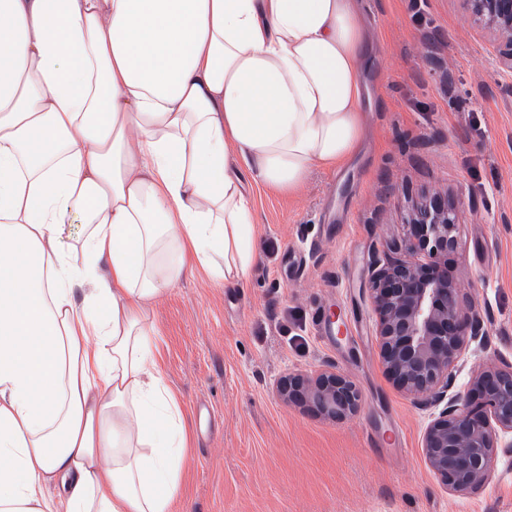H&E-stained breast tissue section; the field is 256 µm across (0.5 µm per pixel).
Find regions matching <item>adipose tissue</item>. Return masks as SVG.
Wrapping results in <instances>:
<instances>
[{
  "label": "adipose tissue",
  "mask_w": 512,
  "mask_h": 512,
  "mask_svg": "<svg viewBox=\"0 0 512 512\" xmlns=\"http://www.w3.org/2000/svg\"><path fill=\"white\" fill-rule=\"evenodd\" d=\"M367 39L358 0H0V512H170L150 312L249 275L248 182L353 156Z\"/></svg>",
  "instance_id": "obj_1"
}]
</instances>
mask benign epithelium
Returning a JSON list of instances; mask_svg holds the SVG:
<instances>
[{
	"mask_svg": "<svg viewBox=\"0 0 512 512\" xmlns=\"http://www.w3.org/2000/svg\"><path fill=\"white\" fill-rule=\"evenodd\" d=\"M467 2L473 18L501 39L505 51L499 63L512 70V0ZM459 224L454 198L424 194L406 221L407 256L374 265L367 287L387 372L414 402L439 408L425 428L422 448L429 468L451 493L482 487L501 438L512 435V364L478 370L467 394L448 395L463 349L484 335L467 298L441 267L442 257L458 246ZM276 391L284 402L303 399L332 420L361 409L354 381L333 369L289 373Z\"/></svg>",
	"mask_w": 512,
	"mask_h": 512,
	"instance_id": "obj_1",
	"label": "benign epithelium"
}]
</instances>
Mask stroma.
<instances>
[{"instance_id": "1", "label": "stroma", "mask_w": 512, "mask_h": 512, "mask_svg": "<svg viewBox=\"0 0 512 512\" xmlns=\"http://www.w3.org/2000/svg\"><path fill=\"white\" fill-rule=\"evenodd\" d=\"M369 42L366 128L355 157L315 168L284 196L249 184L258 259L234 286L185 276L154 308L157 344L191 428L172 512H512V452L490 480L448 492L421 441L434 409L415 405L379 354L365 288L396 258L423 190L457 191L458 247L448 277L484 320L454 384L512 363V72L464 0H361ZM347 373L361 412L329 420L284 403L277 380Z\"/></svg>"}]
</instances>
